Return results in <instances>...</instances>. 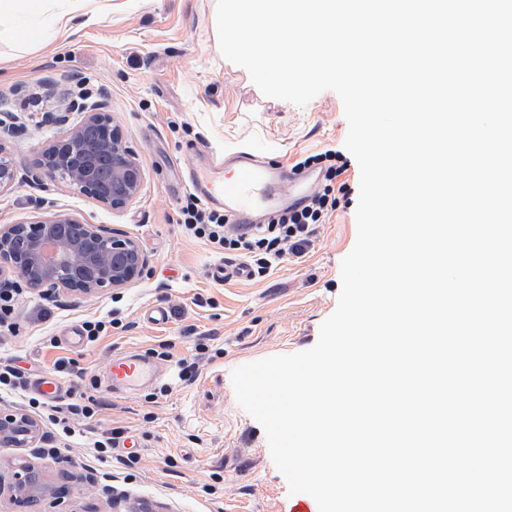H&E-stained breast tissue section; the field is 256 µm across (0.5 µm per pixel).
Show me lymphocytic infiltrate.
<instances>
[{
	"mask_svg": "<svg viewBox=\"0 0 512 512\" xmlns=\"http://www.w3.org/2000/svg\"><path fill=\"white\" fill-rule=\"evenodd\" d=\"M296 168L317 172L320 177L308 201L275 211L250 233L231 231L223 211L206 207L192 193L178 209L177 224L184 234L205 240L216 254L242 264L254 278L264 277L280 265L299 262L311 244L315 225L325 223L336 208L332 181L341 169L330 149L306 156Z\"/></svg>",
	"mask_w": 512,
	"mask_h": 512,
	"instance_id": "lymphocytic-infiltrate-1",
	"label": "lymphocytic infiltrate"
}]
</instances>
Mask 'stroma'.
I'll list each match as a JSON object with an SVG mask.
<instances>
[{"mask_svg": "<svg viewBox=\"0 0 512 512\" xmlns=\"http://www.w3.org/2000/svg\"><path fill=\"white\" fill-rule=\"evenodd\" d=\"M77 32L52 45L41 36L0 42V113L10 112L15 135L5 138L17 171L0 193V226L31 219L48 206L86 224H104L134 238L148 265L130 286L95 299L23 294L19 333L0 338V362L33 374L57 372V359L76 360L59 372L61 403L101 400L96 419L77 420L57 438L59 459L34 448L0 445V483L19 462L51 485H63V506L43 501L22 510L8 494L0 512H292L295 500L276 468L263 427L237 402L232 371L244 364L314 346L341 291V261L357 238L359 166L347 153L348 123L340 97L326 90L306 105L265 96L248 72L227 62L212 31L209 0H84ZM109 94V108L143 169L140 194L115 211L42 175L41 152L63 129L48 115L72 97ZM222 159L249 153L295 165L333 148L342 155L345 189L326 223L317 225L303 262L285 264L255 281L212 278L218 263L203 241L184 237L176 223L191 187L186 172L197 148ZM165 306L166 324H150L145 310ZM117 311L125 329L72 348L62 332L81 320ZM209 351L197 376L175 380L176 361L192 356L199 338ZM171 346L168 371L131 394L112 392L106 369L113 355ZM169 387L159 396L160 387ZM120 429L127 447L99 461L87 437ZM131 465H124V458Z\"/></svg>", "mask_w": 512, "mask_h": 512, "instance_id": "35a3bbf8", "label": "stroma"}]
</instances>
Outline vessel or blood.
I'll return each instance as SVG.
<instances>
[{"instance_id":"vessel-or-blood-1","label":"vessel or blood","mask_w":512,"mask_h":512,"mask_svg":"<svg viewBox=\"0 0 512 512\" xmlns=\"http://www.w3.org/2000/svg\"><path fill=\"white\" fill-rule=\"evenodd\" d=\"M318 181L314 173L297 171L290 166H266L258 157H240L232 172L219 180L200 174L192 185L205 199L221 198L224 212L233 229L250 230L255 213L278 210L276 201L280 191H287L289 204L306 200ZM161 363L141 353H124L113 356L108 368L112 389L116 392L135 391L142 387L159 370Z\"/></svg>"}]
</instances>
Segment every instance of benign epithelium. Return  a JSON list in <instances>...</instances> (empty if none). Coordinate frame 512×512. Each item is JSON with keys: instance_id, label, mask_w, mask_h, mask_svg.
Segmentation results:
<instances>
[{"instance_id": "benign-epithelium-1", "label": "benign epithelium", "mask_w": 512, "mask_h": 512, "mask_svg": "<svg viewBox=\"0 0 512 512\" xmlns=\"http://www.w3.org/2000/svg\"><path fill=\"white\" fill-rule=\"evenodd\" d=\"M79 122L69 123V113ZM66 126L63 135L47 145L39 162L43 174L73 186L114 210L125 208L142 188L138 155L114 121L106 97L93 104L69 102L66 112L52 117ZM15 172L0 146V190L11 186ZM79 223L72 214L51 210L29 221L0 226V270L13 269L25 287L51 299L60 294L82 298L118 290L139 279L148 261L138 243L105 225H84V235L71 233ZM42 438L38 420L22 412H0V442L16 448H36ZM54 499L64 490L45 486L32 469L18 465L9 494L19 506L32 491Z\"/></svg>"}]
</instances>
